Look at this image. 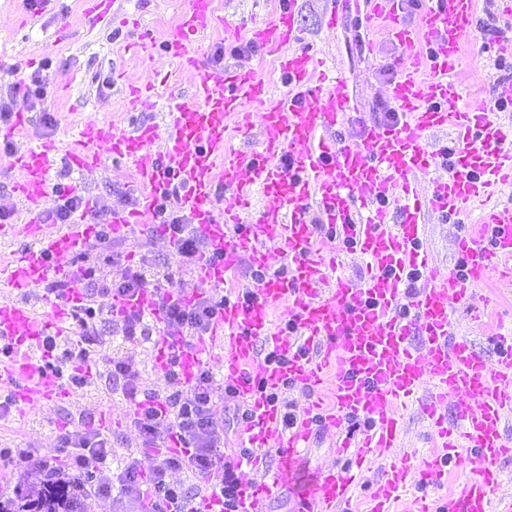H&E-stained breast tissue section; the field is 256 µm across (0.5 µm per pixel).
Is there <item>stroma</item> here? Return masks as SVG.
I'll use <instances>...</instances> for the list:
<instances>
[{"label": "stroma", "mask_w": 512, "mask_h": 512, "mask_svg": "<svg viewBox=\"0 0 512 512\" xmlns=\"http://www.w3.org/2000/svg\"><path fill=\"white\" fill-rule=\"evenodd\" d=\"M274 0H215L220 16L237 28V39L225 40L223 32L208 37L202 68L220 71L225 65L253 66L271 84L274 93L286 86L275 57L249 40L253 17L262 15ZM333 0H296V20L304 44L333 59L348 83L352 97L349 124L339 130L342 138L354 136L361 125L386 123L390 109L383 93L396 75L401 51L389 38L366 32L355 13L340 17L336 29L326 18ZM498 0H478L473 27L464 52L472 64L457 78L468 98L491 104L499 81H512V71L500 69L499 55L512 53V19L497 13ZM121 11L144 15L155 37L172 26L179 6L174 0H123ZM132 25L121 19H99L85 14L81 0H53L48 8L33 0H0V100H9L13 86L31 72H39L44 95L25 105L28 123L9 144L23 150L39 142L55 146V184L67 187L76 178L66 163V153L78 128L94 120L115 134L127 133L142 123L163 125L171 102L190 90L188 78L167 56L143 65L127 46L137 39ZM153 82L154 88L140 105L130 103L128 87ZM132 172L122 161H106L97 173L85 176L82 196L95 205L94 222L107 211L134 206L130 192ZM475 215L426 217L424 246L430 258L443 267L456 262L455 236L474 223Z\"/></svg>", "instance_id": "stroma-1"}]
</instances>
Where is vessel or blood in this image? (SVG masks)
Returning a JSON list of instances; mask_svg holds the SVG:
<instances>
[{
    "mask_svg": "<svg viewBox=\"0 0 512 512\" xmlns=\"http://www.w3.org/2000/svg\"><path fill=\"white\" fill-rule=\"evenodd\" d=\"M163 40L141 32L132 49L142 60L162 53L195 77L190 100L168 114V144L162 161L150 150L156 127L142 124L115 136L86 121L66 160L86 174L113 159L134 168L135 206L113 213L114 238L129 237L151 223L160 200L173 201L196 224L217 261L205 260L196 288L173 296L191 302L197 287L223 288L241 263L259 270L254 288L225 299L205 336L191 346L159 329L149 357L155 374L179 358L178 379L192 387L198 371L218 362L225 387L249 417L240 435L247 468L259 469L268 450L279 461L272 478L239 488L238 512H262L283 492L296 495L294 512H336L349 505L361 472L375 451L391 461L371 494L370 512H512V497L500 495V464L512 457V328L492 331L494 361L457 335L449 308L457 302L474 321L491 302L468 284L496 281L512 287V206L490 198L512 185V128L480 102L468 100L456 80L467 61L463 42L474 23L476 0H429L416 23L405 22L401 0H337L327 24L358 10L364 28H383L401 49L397 76L385 88L395 123L364 126L354 139L334 133L349 119L345 78L323 58L302 47L291 0H280L249 30L252 42L274 54L288 91L273 96L271 85L251 66L217 72L200 68L206 38L224 20L214 0H185ZM262 110V138L244 152L227 142L229 126L251 130L248 106ZM446 131L454 152L442 158L426 136ZM54 147L42 143L12 154L21 169L14 192L26 219L1 224L0 237H22L30 245L0 258V340L12 349L0 361V387L12 391L19 411L54 405L62 396L37 353L45 336L64 335L69 303H48L36 313L24 300L49 278L73 274L72 260L95 238L97 224L81 217L56 227L43 221L42 203L52 181ZM434 174L430 191L403 205L400 221L389 218L394 188L410 191L415 179ZM263 204L251 222L254 192ZM479 208L477 224L456 240V265L433 264L423 246L421 217L432 211L458 215ZM274 249H267V242ZM362 259L367 276L353 282L340 274V252ZM135 309L162 317V297L142 289ZM286 313L276 323V312ZM429 392H422L423 382ZM298 386L310 402L286 413L285 386ZM418 404L436 440L422 467L395 456L403 411ZM454 418H447L446 408ZM362 424L361 436L351 427ZM336 431L339 466L302 476V463L316 429ZM469 476L447 491L452 470Z\"/></svg>",
    "mask_w": 512,
    "mask_h": 512,
    "instance_id": "b4317fda",
    "label": "vessel or blood"
}]
</instances>
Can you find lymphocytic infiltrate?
I'll return each mask as SVG.
<instances>
[{
    "mask_svg": "<svg viewBox=\"0 0 512 512\" xmlns=\"http://www.w3.org/2000/svg\"><path fill=\"white\" fill-rule=\"evenodd\" d=\"M157 212L172 248L186 265L196 264L202 254L196 225L168 216L166 204H159ZM112 242L109 224H100L88 249L74 259L76 278L45 284V294L55 299L65 300L77 289L84 300L71 311L68 333L47 338L43 368L64 389L84 395L93 394L102 378L111 379L113 394L137 406L129 421L135 445L117 455L111 432L102 430L95 416L60 427L32 411L29 431L52 436L58 458H45L33 443L0 448V469L17 476L11 491H0V512H40L47 506L56 512H97L104 500L113 512H127L131 504L138 512H193L204 494L220 495L229 504L237 497L239 472L224 458V384L213 369H201L186 389L177 381V367H170L168 386L160 390L146 386L145 369L120 356L130 347L152 344L158 327L136 309L114 312L113 300L133 299L144 288L167 292L177 272L144 257L125 263ZM120 263L123 277L108 279L105 268ZM223 306V295L213 292L199 293L189 304L167 300L163 309L169 335L190 344L208 333ZM159 402L168 408L163 420L155 408ZM171 435L181 441L184 454L161 453Z\"/></svg>",
    "mask_w": 512,
    "mask_h": 512,
    "instance_id": "1",
    "label": "lymphocytic infiltrate"
}]
</instances>
